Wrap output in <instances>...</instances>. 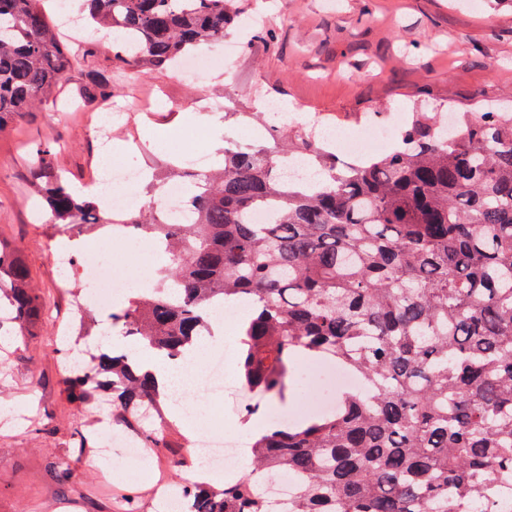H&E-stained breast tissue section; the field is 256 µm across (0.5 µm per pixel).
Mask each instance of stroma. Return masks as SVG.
Returning a JSON list of instances; mask_svg holds the SVG:
<instances>
[{
    "label": "stroma",
    "mask_w": 512,
    "mask_h": 512,
    "mask_svg": "<svg viewBox=\"0 0 512 512\" xmlns=\"http://www.w3.org/2000/svg\"><path fill=\"white\" fill-rule=\"evenodd\" d=\"M246 9L273 30V38L231 25L227 39L240 49L227 70L214 71L203 82L175 68L141 73L116 67L112 38L98 31L88 38L92 56L68 73L61 96L74 98L88 70L111 74L113 101L127 113L112 127L111 139L125 144L113 162L148 175L197 152L208 138L202 128L179 124L182 112L198 110L203 93L219 102L229 94L238 98L241 114L225 122L224 138L245 137L253 144L256 116L269 97L310 120L334 117L347 133L380 113L391 118L423 107L435 112L443 103L461 112L512 113V0H246ZM154 94L170 109L147 111V118L161 131L180 128L182 145L172 158L143 138L135 118L140 100ZM97 111L90 104L67 110L50 102L0 135V239L26 242L24 256L46 309L29 346L0 338V360L8 362L0 374V512H111L113 490L103 473L154 469L176 486L187 475L179 457L192 455L191 436L177 420L169 435L179 447L175 456L157 448L136 458L120 447L105 455L73 451L89 416L66 398L60 368L65 357L56 350L51 321L67 313L66 291L80 284L84 264L101 263L129 281L151 268L144 239L121 243L126 260L117 265L94 233L83 232L76 236L82 247L73 252L68 274H61L53 258L60 240L50 234L52 215L46 208L31 210L29 170L37 146L49 140L61 139L55 165L75 186L86 190L100 180L106 150L88 127ZM330 394L313 360L300 356L284 398L273 406L299 422ZM247 398L242 390L218 401L200 396L191 403L192 413L204 419L217 412L228 425L247 418L267 424L265 410L245 416L241 404ZM63 468L71 471V480L59 481Z\"/></svg>",
    "instance_id": "35a3bbf8"
}]
</instances>
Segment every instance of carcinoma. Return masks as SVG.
Listing matches in <instances>:
<instances>
[{"instance_id":"cac0c4a2","label":"carcinoma","mask_w":512,"mask_h":512,"mask_svg":"<svg viewBox=\"0 0 512 512\" xmlns=\"http://www.w3.org/2000/svg\"><path fill=\"white\" fill-rule=\"evenodd\" d=\"M44 0H0V133L58 95L79 49ZM112 35L114 59L133 68L174 64L189 49L224 41L243 0H82ZM81 99L112 97L90 71ZM191 224L125 215L135 233L172 255L165 286L111 314L125 334L179 359L212 333L206 308L246 300L240 376L282 396L299 352L329 356L361 387L302 423L270 425L250 445L251 470L217 489L195 482V512H502L512 483V123L460 112L442 134L414 112L389 153L344 164L288 123L272 141L229 144L216 171L189 174ZM30 178L54 225L101 221L53 164L35 151ZM270 222L254 223L257 211ZM19 242L0 241V306L8 333L29 344L44 306ZM92 371L112 380V417L162 414L165 395L128 356L97 352ZM69 402L97 395L81 372L66 376ZM295 478L288 507L258 478Z\"/></svg>"}]
</instances>
